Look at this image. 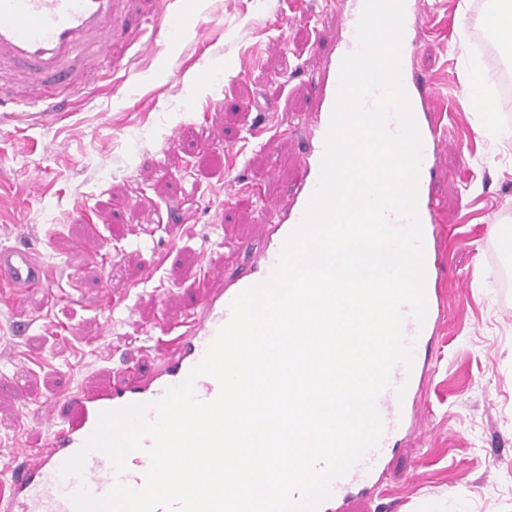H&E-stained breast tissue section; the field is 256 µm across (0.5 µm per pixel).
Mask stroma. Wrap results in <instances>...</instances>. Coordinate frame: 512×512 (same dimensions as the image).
<instances>
[{
  "label": "stroma",
  "instance_id": "stroma-1",
  "mask_svg": "<svg viewBox=\"0 0 512 512\" xmlns=\"http://www.w3.org/2000/svg\"><path fill=\"white\" fill-rule=\"evenodd\" d=\"M486 0H433L413 67L439 86L438 117L461 151L438 163V256L447 312L429 361L423 423L353 512H512V119L487 117L466 76L496 81L474 28ZM322 0H200L179 43L128 32L120 71L53 124L0 121V247L32 248L43 288L0 287V467L14 431L46 433L42 407L88 374L129 366L176 327L206 268L239 270L266 216L234 200L243 180L292 181L311 108L308 77L340 35ZM139 77L131 85L126 71ZM277 179L267 183L269 168ZM153 170L152 178L141 175ZM109 216L93 223V214ZM96 237L99 252L81 245Z\"/></svg>",
  "mask_w": 512,
  "mask_h": 512
}]
</instances>
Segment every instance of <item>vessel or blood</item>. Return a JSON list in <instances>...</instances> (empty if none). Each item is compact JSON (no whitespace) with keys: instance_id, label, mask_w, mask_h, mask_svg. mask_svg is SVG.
Returning a JSON list of instances; mask_svg holds the SVG:
<instances>
[{"instance_id":"obj_1","label":"vessel or blood","mask_w":512,"mask_h":512,"mask_svg":"<svg viewBox=\"0 0 512 512\" xmlns=\"http://www.w3.org/2000/svg\"><path fill=\"white\" fill-rule=\"evenodd\" d=\"M126 2L0 0V71H22L10 98L0 97V112L19 104L33 109L38 122L55 119L59 95H67L73 105L88 86L87 79L77 70L82 59H97L105 76L121 71L122 59L114 46L116 37L124 34L131 23ZM363 7L364 0H351L349 6L325 13L328 22H339L341 37L322 70L310 81L315 107L301 121L308 139L295 181L289 191L261 198L270 222L265 226L264 243L252 253L248 267L232 276L220 268L207 269L204 277L208 288L189 308L179 333L139 349L135 371L117 370L105 380L78 384L66 390L61 404H46L47 434L36 447L17 449L15 466L0 472V512H73L69 496L79 485H86L98 496L119 482L142 486L149 467V458L142 451L128 456L127 469L122 473L116 472L109 457L100 452L89 455L82 477H61L59 468L92 433L101 411L160 400L168 387L182 382L228 322L232 300L242 290L267 279L278 265L284 242L302 221L318 183L341 61L358 48L356 29ZM195 9L194 0H183L175 13L169 8V0H151L140 32L152 37L161 31L170 38H179L182 18L193 15ZM431 12L429 0H408L402 55L420 50V33ZM401 79L422 140L418 215L423 244L428 247L440 232L441 201L434 189L437 159L453 143L435 115L438 91L431 79L406 70ZM423 262L427 317L420 323L409 316L403 323L406 341L415 346L434 336L445 310V298L434 285L436 262L429 255L424 256ZM0 281L24 291L39 288L44 284V268L28 249L1 247ZM428 374L427 363L418 358L411 367L398 364L392 368L389 384L376 402L383 426L377 446L334 482L331 497L320 504L318 512H350V489L381 474L396 437L414 421V404L421 399Z\"/></svg>"}]
</instances>
